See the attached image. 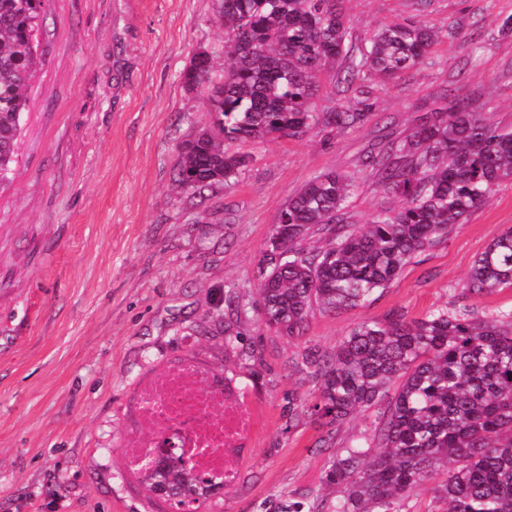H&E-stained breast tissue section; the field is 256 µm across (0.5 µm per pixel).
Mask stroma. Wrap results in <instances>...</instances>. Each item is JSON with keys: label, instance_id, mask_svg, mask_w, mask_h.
<instances>
[{"label": "stroma", "instance_id": "obj_1", "mask_svg": "<svg viewBox=\"0 0 512 512\" xmlns=\"http://www.w3.org/2000/svg\"><path fill=\"white\" fill-rule=\"evenodd\" d=\"M353 37L419 16L440 33L425 61L373 79L379 108L362 126L237 144L235 180L187 199L179 146L209 124L203 91L182 71L222 43L214 0H43V65L30 82L10 183L0 188V512H173L124 466L138 431L136 390L190 360L233 377L257 411L236 484L200 512H261L280 496L335 498L325 428L308 406L317 384L306 347H335L392 310L417 318L463 288L476 257L512 226L503 183L447 242L418 254L364 306L314 312L303 337L268 327L255 303L277 214L313 176L358 175L357 224L400 199L360 171L362 158L429 113L435 96L512 126V0H343ZM247 291L225 346L219 319ZM242 347V348H243Z\"/></svg>", "mask_w": 512, "mask_h": 512}]
</instances>
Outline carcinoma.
Returning a JSON list of instances; mask_svg holds the SVG:
<instances>
[{
	"label": "carcinoma",
	"instance_id": "cac0c4a2",
	"mask_svg": "<svg viewBox=\"0 0 512 512\" xmlns=\"http://www.w3.org/2000/svg\"><path fill=\"white\" fill-rule=\"evenodd\" d=\"M221 47L194 55L184 83L206 94L211 126L180 147L175 181L196 197L249 166L228 145L354 128L374 114L375 76L420 64L434 28L398 18L353 40L341 0H215ZM42 0H0V187L10 181L41 64ZM224 59V74L214 73ZM332 69L356 101L318 111L319 73ZM361 166L402 204L364 224L349 221L358 182L329 171L280 209L263 257L258 306L264 322L304 335L314 309L336 312L385 290L419 253L448 240L505 181H512V129L443 98L430 120L386 142ZM317 234L321 247L303 240ZM512 288V227L475 259L459 296ZM318 394L310 415L329 427L375 409L373 433L335 450L325 480L336 499L290 497L275 512H404L414 490L436 482L446 512H512V306L480 316L451 300L409 319L398 310L356 324L332 351L308 349ZM396 387L391 400L388 390ZM165 463L180 512L221 483L179 455Z\"/></svg>",
	"mask_w": 512,
	"mask_h": 512
}]
</instances>
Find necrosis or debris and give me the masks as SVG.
I'll return each mask as SVG.
<instances>
[{"mask_svg": "<svg viewBox=\"0 0 512 512\" xmlns=\"http://www.w3.org/2000/svg\"><path fill=\"white\" fill-rule=\"evenodd\" d=\"M139 417L141 433L126 441L130 471H142L181 448L199 473L228 488L237 480L242 450L257 427L255 409L243 394L224 390L189 362L173 364L141 385Z\"/></svg>", "mask_w": 512, "mask_h": 512, "instance_id": "1", "label": "necrosis or debris"}]
</instances>
